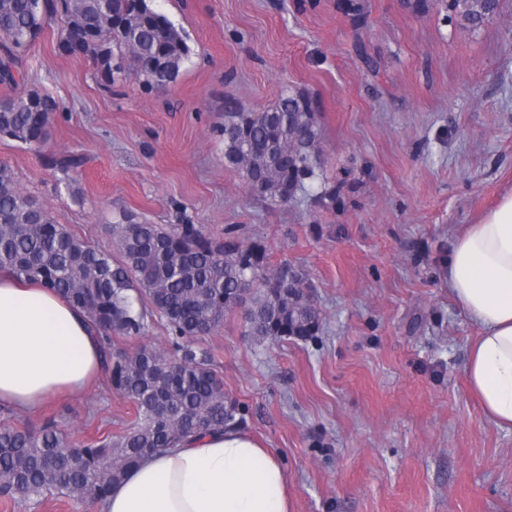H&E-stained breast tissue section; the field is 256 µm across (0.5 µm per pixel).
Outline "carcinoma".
Masks as SVG:
<instances>
[{"label":"carcinoma","mask_w":512,"mask_h":512,"mask_svg":"<svg viewBox=\"0 0 512 512\" xmlns=\"http://www.w3.org/2000/svg\"><path fill=\"white\" fill-rule=\"evenodd\" d=\"M433 1L448 22L471 33L500 7V0L404 4L425 16ZM337 8L356 28L367 25L364 0H337ZM53 23L84 32L80 53L109 83L135 79L155 92L175 82L190 56L184 31L151 0H0V83L13 88L0 97V133L31 147L48 141L58 103L48 94L16 91L13 65ZM317 110L315 99L289 91L264 112L224 110L225 157L246 183L263 176L260 199L288 205L318 179ZM341 189L325 187L316 200L341 206ZM112 237L115 254L81 238L23 193L0 163V271L38 281L87 313L112 389L134 409L121 432L82 441L53 417L37 428L1 423V496L19 485L31 497L101 502L144 457L210 431H245L244 408L224 392L212 356L194 346L229 311L245 310V333L259 344L305 340L322 329L303 273L286 258L270 264L260 240L216 239L198 224L130 220L112 225ZM154 316L165 322L164 343L145 342L127 353L114 348L118 338L145 337Z\"/></svg>","instance_id":"carcinoma-1"}]
</instances>
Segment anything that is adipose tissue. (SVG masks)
I'll list each match as a JSON object with an SVG mask.
<instances>
[{
  "mask_svg": "<svg viewBox=\"0 0 512 512\" xmlns=\"http://www.w3.org/2000/svg\"><path fill=\"white\" fill-rule=\"evenodd\" d=\"M448 289L478 325L465 368L485 416L512 430V193L459 235ZM101 369L85 314L55 291L0 274V406L33 413L83 392ZM100 512H292L286 470L243 432H218L147 457Z\"/></svg>",
  "mask_w": 512,
  "mask_h": 512,
  "instance_id": "ef3b65f1",
  "label": "adipose tissue"
}]
</instances>
